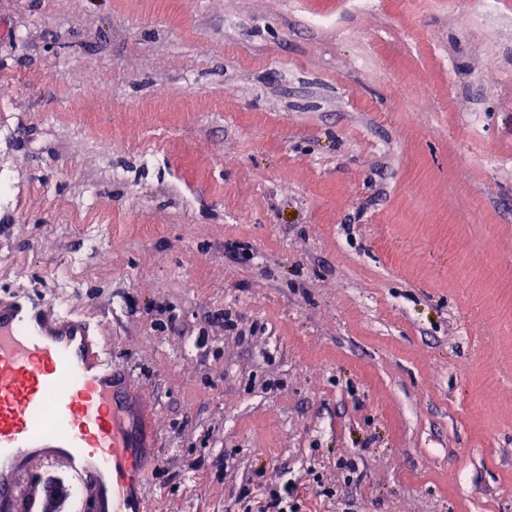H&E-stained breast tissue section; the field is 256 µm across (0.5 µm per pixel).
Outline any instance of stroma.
Listing matches in <instances>:
<instances>
[{"mask_svg":"<svg viewBox=\"0 0 512 512\" xmlns=\"http://www.w3.org/2000/svg\"><path fill=\"white\" fill-rule=\"evenodd\" d=\"M18 290L111 317L148 512H512V0H0Z\"/></svg>","mask_w":512,"mask_h":512,"instance_id":"1","label":"stroma"}]
</instances>
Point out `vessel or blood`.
<instances>
[{
    "mask_svg": "<svg viewBox=\"0 0 512 512\" xmlns=\"http://www.w3.org/2000/svg\"><path fill=\"white\" fill-rule=\"evenodd\" d=\"M100 322L0 297V512H145L151 400L132 399ZM62 469L60 482L44 479Z\"/></svg>",
    "mask_w": 512,
    "mask_h": 512,
    "instance_id": "obj_1",
    "label": "vessel or blood"
}]
</instances>
